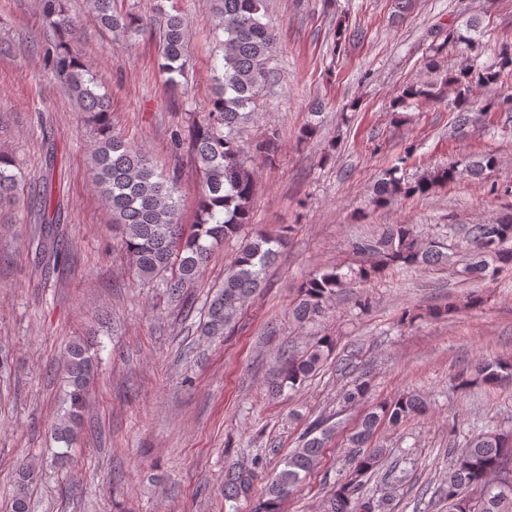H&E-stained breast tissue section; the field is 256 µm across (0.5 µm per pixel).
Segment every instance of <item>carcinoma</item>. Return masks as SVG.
Wrapping results in <instances>:
<instances>
[{"instance_id":"carcinoma-1","label":"carcinoma","mask_w":512,"mask_h":512,"mask_svg":"<svg viewBox=\"0 0 512 512\" xmlns=\"http://www.w3.org/2000/svg\"><path fill=\"white\" fill-rule=\"evenodd\" d=\"M114 4L115 0H90L97 21L112 32L128 39L146 32L158 35L160 68L166 82L178 86L187 49L183 16L174 8L163 10L155 30L151 21L133 13H119ZM39 6L57 37L47 54L48 67L64 80L83 112L99 126L90 158L92 181L112 211V222L123 227L121 244L132 259L134 271L142 283H156L172 297L180 298L198 281L214 249L251 222L254 171L239 134L252 120L258 97L271 77L269 62L276 31L266 13V0H214L213 10L224 34L222 61L214 66L215 95L208 112L188 135L177 133L174 137L176 145H188L201 183L197 221L188 226L179 222L177 172L166 176L157 171L148 157L112 126L110 98L100 92L98 78L85 68L74 49L77 30L64 0H39ZM485 36L478 18L472 17L457 40L475 43ZM511 81V46L503 47L493 63L468 58L459 70L449 74L444 84L454 88L451 105L456 111V132L466 137L482 128L484 115L512 112L511 93L482 99L475 96L482 89L502 87ZM442 95L443 87L435 83L416 84L403 90L401 102ZM13 167L12 159L0 154V208L17 204L24 190ZM496 167L492 154L467 155L413 182L400 174V168L393 167L378 180L372 202L379 205L397 198L425 196L464 173L480 178ZM30 215L34 230L28 248L46 268L61 263L63 253L57 243L60 208L53 206L50 197L41 196ZM463 239L471 256L465 268L469 276L496 281L512 266V213L466 225ZM286 245L283 234H258L246 240L225 271L224 283L213 292L202 335L222 336L231 329L237 311L266 285L268 271ZM353 250L366 257L358 268L347 273L339 268L319 272L302 284L292 308L296 322L305 324L320 316L349 277L367 282L390 265L412 269L451 262L445 246L423 240L411 224H387L377 237L354 242ZM335 349L336 342L323 337L301 351L281 355L273 388L296 389ZM62 365L66 406L57 418L54 434L69 448L82 424L81 412L95 367L79 340L68 347ZM511 377V359L479 358L459 377V385L463 389L473 384L495 386ZM367 394L368 383L360 376L343 392L342 400L359 404ZM425 410L426 401L413 392L372 406L349 436L350 467L324 499L322 512H390V498L375 501L362 495L365 478L380 471L389 457L387 449L373 443L374 434L385 422L398 426ZM331 431L324 419L308 425L301 447L285 458L283 467L266 483L255 512H282L284 501L316 465ZM448 455L447 479L434 491L447 512H512V430L481 429L471 434L463 447L449 449ZM261 469L262 459L256 455L228 468L224 472V502L248 498ZM35 471L32 461L19 465L11 512H29L28 485Z\"/></svg>"}]
</instances>
